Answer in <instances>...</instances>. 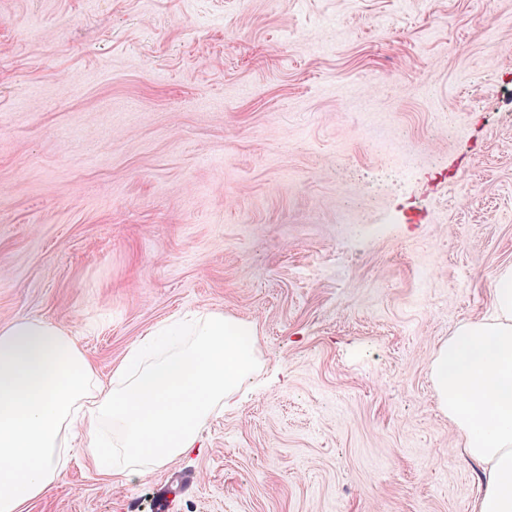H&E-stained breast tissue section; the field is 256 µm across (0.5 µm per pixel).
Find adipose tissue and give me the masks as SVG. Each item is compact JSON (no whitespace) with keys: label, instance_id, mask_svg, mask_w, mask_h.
I'll return each mask as SVG.
<instances>
[{"label":"adipose tissue","instance_id":"1","mask_svg":"<svg viewBox=\"0 0 512 512\" xmlns=\"http://www.w3.org/2000/svg\"><path fill=\"white\" fill-rule=\"evenodd\" d=\"M490 287L494 313L468 321L430 363L439 408L482 470L474 512H512V266ZM254 327L195 311L150 329L103 384L67 329L0 324V512H22L62 473L71 444L100 474L136 479L198 446L203 425L254 373ZM120 438L110 454L100 436Z\"/></svg>","mask_w":512,"mask_h":512}]
</instances>
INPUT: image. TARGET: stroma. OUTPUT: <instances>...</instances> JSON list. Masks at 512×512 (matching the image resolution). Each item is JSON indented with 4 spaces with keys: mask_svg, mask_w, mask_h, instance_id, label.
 I'll list each match as a JSON object with an SVG mask.
<instances>
[{
    "mask_svg": "<svg viewBox=\"0 0 512 512\" xmlns=\"http://www.w3.org/2000/svg\"><path fill=\"white\" fill-rule=\"evenodd\" d=\"M512 0H0V323L109 380L218 311L259 365L195 453L24 512H471L429 364L512 265Z\"/></svg>",
    "mask_w": 512,
    "mask_h": 512,
    "instance_id": "35a3bbf8",
    "label": "stroma"
}]
</instances>
